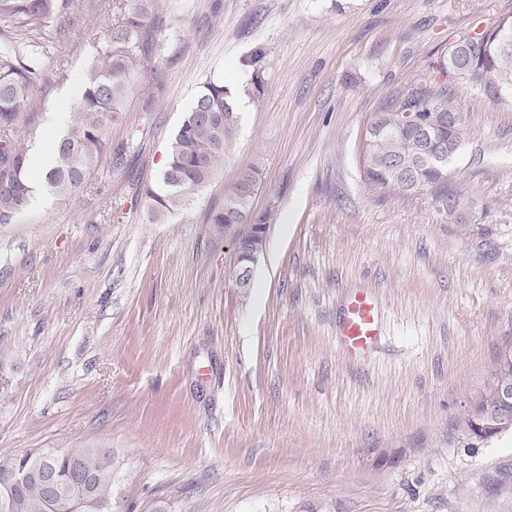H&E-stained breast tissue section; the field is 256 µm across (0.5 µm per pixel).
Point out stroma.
Returning <instances> with one entry per match:
<instances>
[{"label": "stroma", "mask_w": 512, "mask_h": 512, "mask_svg": "<svg viewBox=\"0 0 512 512\" xmlns=\"http://www.w3.org/2000/svg\"><path fill=\"white\" fill-rule=\"evenodd\" d=\"M140 73L86 187L0 224V454H112V512H512V434L459 421L512 347V107L459 91L448 165L466 220L429 192L380 200L360 151L384 102L512 0H161ZM82 26L31 91L41 117L93 59ZM265 94L191 208L147 220L144 188L209 80ZM66 78H58V71ZM259 167L267 247L239 292L206 222ZM378 351L345 357L351 295Z\"/></svg>", "instance_id": "stroma-1"}]
</instances>
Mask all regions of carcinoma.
Segmentation results:
<instances>
[{"instance_id": "carcinoma-1", "label": "carcinoma", "mask_w": 512, "mask_h": 512, "mask_svg": "<svg viewBox=\"0 0 512 512\" xmlns=\"http://www.w3.org/2000/svg\"><path fill=\"white\" fill-rule=\"evenodd\" d=\"M122 21L114 24L107 10L92 18L104 30L106 47L82 78L81 97L76 101L67 129L56 141L54 162L44 177L55 195L75 193L89 181L97 162L106 153L123 162L126 146L112 148L108 131L136 76L156 57L162 19L157 0H129ZM90 11L85 0H0V20L11 23L23 35L0 39V224H9L30 201L28 145L41 136L39 113L31 111L30 90L45 68L50 39L85 21ZM463 56L454 46L439 61L438 70L418 78L407 91L387 101L367 128L362 149L363 180L380 197L409 198L428 190L448 213L464 207L460 195L448 188V167H439L433 155L448 154L462 147L466 125L440 128L426 135L423 124L440 114L458 111L456 93L448 80L463 89H476L495 104L512 106V16L498 19L472 36H463ZM414 108L418 122L401 125L400 110ZM240 113L224 84L209 82L198 94L176 133L168 142L158 185L146 190L147 220L157 224L190 206L201 188L224 160L235 140ZM258 167L242 172L224 193V205L207 216L211 234L246 236L266 247L270 213L251 210ZM512 384V361L498 362L487 386L472 398L460 422L467 447L476 448L512 432V405L500 394L503 384ZM99 448H44L22 455L1 454L0 466L18 462L27 466L22 487L12 490L9 512H48L44 475L54 471L65 478L69 469L81 468L89 475L86 498L93 512H111L112 464Z\"/></svg>"}]
</instances>
